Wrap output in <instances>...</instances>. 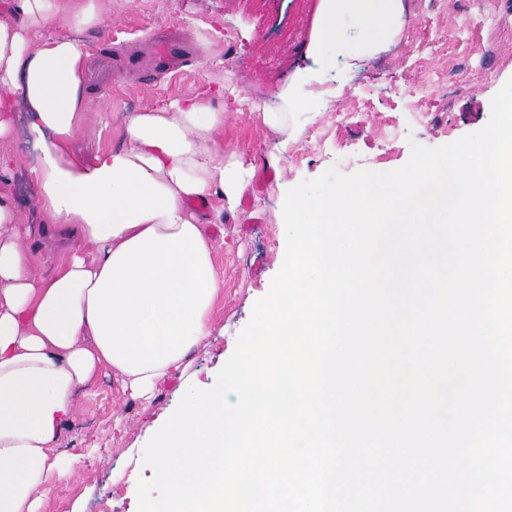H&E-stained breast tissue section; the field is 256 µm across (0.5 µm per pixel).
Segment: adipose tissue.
Listing matches in <instances>:
<instances>
[{"instance_id": "adipose-tissue-1", "label": "adipose tissue", "mask_w": 512, "mask_h": 512, "mask_svg": "<svg viewBox=\"0 0 512 512\" xmlns=\"http://www.w3.org/2000/svg\"><path fill=\"white\" fill-rule=\"evenodd\" d=\"M397 2L326 0L321 38L371 51L394 36ZM11 13L0 21V140L24 107L40 149L36 206L58 234L45 244L46 276L29 248L33 225L0 192V512H39L43 493L79 474L81 455L61 467L59 440L100 373L147 402L186 375L223 284L215 239L190 203L217 198L235 212L255 169L225 159L224 110L208 97L133 113L124 147L68 158L91 57L68 33L102 28V2L73 0L62 13L55 0H11ZM346 19L352 45L339 39Z\"/></svg>"}]
</instances>
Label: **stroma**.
Masks as SVG:
<instances>
[{
  "label": "stroma",
  "instance_id": "obj_1",
  "mask_svg": "<svg viewBox=\"0 0 512 512\" xmlns=\"http://www.w3.org/2000/svg\"><path fill=\"white\" fill-rule=\"evenodd\" d=\"M111 25L80 33L91 53L90 69L108 65L112 81L83 82L91 105L80 114L86 130L72 144L90 159L97 151L118 147L126 115L157 103L209 96L218 80L236 87L241 103L228 106L220 137L225 155L241 156L256 174L235 214L225 215L224 235L217 240L215 261L224 281L214 308L213 331L196 348L192 369L197 382L213 387L219 370L234 351L257 300L264 297L286 249L282 205L288 189L323 174L329 161L310 154L316 137L342 143L350 158L339 165L349 175L362 169L390 171L410 157L411 143L438 147L481 130L491 114V100L512 78V0H477L461 10L448 0H401L398 37L372 55L338 56L332 43H320L322 0H102ZM160 26L179 28L194 40L183 70L164 78L149 68L130 69L127 58L146 53V40ZM217 27L209 43H196L197 32ZM366 72L375 92L372 107L352 122L337 124L324 109L322 82L342 102L361 96L358 72ZM301 83L304 103L289 118L287 134L273 132L255 116V108L277 98L292 83ZM392 84V97L380 88ZM418 102L433 120L423 127L402 108ZM401 133L386 138L391 119ZM20 160L7 175L19 206L30 210L35 192L29 168L35 153L23 134L0 144ZM182 394L177 379L162 381L151 404L123 394L109 375L99 377L82 400L79 415L66 427L62 445L90 452L75 480L55 487L44 498L42 512H138L139 480L153 470L143 462L150 431L177 407Z\"/></svg>",
  "mask_w": 512,
  "mask_h": 512
}]
</instances>
